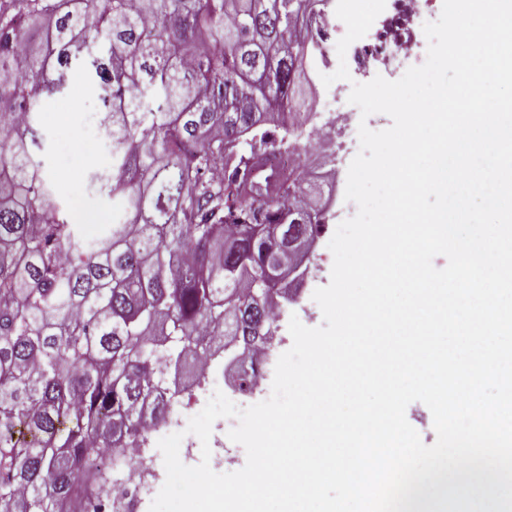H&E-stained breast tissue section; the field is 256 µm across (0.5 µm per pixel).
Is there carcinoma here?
Segmentation results:
<instances>
[{"label":"carcinoma","instance_id":"obj_1","mask_svg":"<svg viewBox=\"0 0 512 512\" xmlns=\"http://www.w3.org/2000/svg\"><path fill=\"white\" fill-rule=\"evenodd\" d=\"M0 10V512H98L95 452L165 420L169 374L227 336L263 349L278 292L268 225L318 231L287 120L310 0H10ZM91 67L123 217L85 238L43 173L40 102Z\"/></svg>","mask_w":512,"mask_h":512}]
</instances>
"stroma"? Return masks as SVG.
Wrapping results in <instances>:
<instances>
[{"label":"stroma","instance_id":"1","mask_svg":"<svg viewBox=\"0 0 512 512\" xmlns=\"http://www.w3.org/2000/svg\"><path fill=\"white\" fill-rule=\"evenodd\" d=\"M87 77L85 65H74L71 89L83 97L84 109L68 108L67 98L63 95L43 100L39 113L42 134L39 156L44 163L45 176L60 200L67 208L82 215V233L90 239L101 235L107 224L118 221L122 211L119 200L88 186L91 173L109 168L111 154L108 141L104 136L92 135L86 122L87 112L96 110L98 106L95 88ZM347 170V165L343 164L328 170L324 177L320 201L327 206L322 231L326 239L333 236L337 224L357 212L355 203L345 199ZM333 261L330 252L316 248L310 273L306 281L297 287V302L283 305L284 319L280 321L277 332L280 340L278 352H285L292 345L288 317H298L308 327L322 324V311L312 295L316 288L328 285Z\"/></svg>","mask_w":512,"mask_h":512}]
</instances>
